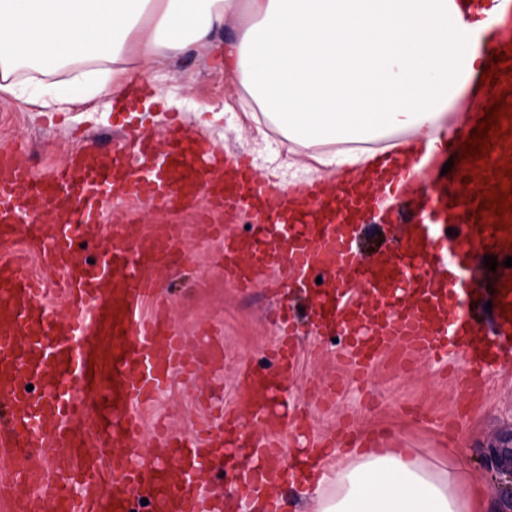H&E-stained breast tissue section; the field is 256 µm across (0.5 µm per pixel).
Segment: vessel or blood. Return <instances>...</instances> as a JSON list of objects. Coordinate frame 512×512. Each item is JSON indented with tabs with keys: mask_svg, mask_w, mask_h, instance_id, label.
Listing matches in <instances>:
<instances>
[{
	"mask_svg": "<svg viewBox=\"0 0 512 512\" xmlns=\"http://www.w3.org/2000/svg\"><path fill=\"white\" fill-rule=\"evenodd\" d=\"M471 21L497 18L504 0H467ZM483 165L471 166L480 191L450 205L446 176L435 175L429 191L411 188L410 168L399 156L366 187L342 183L335 192L312 184L298 188L301 206L272 207L267 182L249 177L245 164L227 168L211 144L173 129L165 149L151 134L102 162L95 147L76 154L45 178L17 160L0 161V243L36 241L42 275L25 262L0 263V455L10 471L0 484L11 491V512H132L147 499L150 512H223L207 506L196 477L225 445L226 437L180 439L155 432L153 455H145L138 409L149 406L175 375L191 379L222 360L213 349L190 355L184 338L163 315L146 316L165 284L160 268L181 254V234L171 224L125 229L121 244L96 245L95 224L113 202L148 199L171 209L205 199L213 212L245 216L248 234L229 224L205 225L224 238V270L237 287L249 289L270 270L287 269L295 284L317 290L315 316L321 327L340 328L349 338L342 358L364 375L394 348L430 357L466 349L471 364L487 372L512 363V287L496 278L499 305L490 333L463 344L471 326L467 264L473 248L512 257V210L504 225L484 213L474 221L481 191L500 188V171L512 157V116ZM402 224L406 230L390 255L364 261L354 243L359 224ZM96 245L98 259L77 260L78 247ZM58 280H50L48 271ZM365 286L367 302L350 299L353 284ZM57 289L70 305L58 318L43 299ZM292 334L273 350L275 367L250 371L238 402L257 416L270 414V400L293 365ZM38 380L40 394L26 380ZM96 437L101 448L89 450ZM284 450L271 440L255 465L241 461L239 493L259 499L285 478Z\"/></svg>",
	"mask_w": 512,
	"mask_h": 512,
	"instance_id": "b4317fda",
	"label": "vessel or blood"
}]
</instances>
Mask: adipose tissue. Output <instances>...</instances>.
Listing matches in <instances>:
<instances>
[{
	"label": "adipose tissue",
	"mask_w": 512,
	"mask_h": 512,
	"mask_svg": "<svg viewBox=\"0 0 512 512\" xmlns=\"http://www.w3.org/2000/svg\"><path fill=\"white\" fill-rule=\"evenodd\" d=\"M495 20L471 22L455 0H0V92L15 74L83 63L118 66L211 46L246 94L257 139L288 144L292 190L332 177L371 180L379 151L404 162L444 137L475 97ZM350 464L321 474L316 512H479L455 468L409 448H351Z\"/></svg>",
	"instance_id": "obj_1"
}]
</instances>
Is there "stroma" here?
I'll use <instances>...</instances> for the list:
<instances>
[{
  "label": "stroma",
  "mask_w": 512,
  "mask_h": 512,
  "mask_svg": "<svg viewBox=\"0 0 512 512\" xmlns=\"http://www.w3.org/2000/svg\"><path fill=\"white\" fill-rule=\"evenodd\" d=\"M123 65L161 77L163 87L177 88L185 100L182 112L173 114L148 99L132 103L122 92L108 95L102 88L105 72L100 66L56 76L27 74L22 85L30 93L28 100L0 94V155L23 159L37 177L44 178L66 164L84 138L95 141L105 153L112 152L116 142L132 141L144 131L165 143L168 124L176 116L187 133L218 141L232 157L247 158L254 174L287 159L277 132H270L265 148H256L254 128L243 116L237 89L209 48L197 47L176 58L160 55L147 63L129 54ZM66 82L86 88L82 101L68 107L57 102V87ZM219 102L228 103L229 112L212 128L199 126L195 112ZM106 218L97 227V237L107 243L116 224L179 226L184 258L165 276L164 312L183 334L187 351L197 352L214 340L224 348L221 367L204 371L193 381L174 377L154 405L142 409L144 436H151L160 416L181 435L191 434L203 420L213 434L220 435L225 417L230 416L241 431L262 438L267 424L240 407L237 394L245 369L266 362L278 337V312L292 310L297 314L299 339L281 395L301 432L359 448L379 443L412 448L439 465L461 462L480 481L487 512H512V366L500 369L476 396L461 383L466 353L439 362L393 350L378 360L363 382L345 381L334 402L324 404L321 390L338 378L336 358L348 338H315L308 318L309 295L290 294L283 288L274 293L261 284L248 291L236 288L224 273V239L199 234L197 209L125 203L109 206Z\"/></svg>",
  "instance_id": "1"
}]
</instances>
